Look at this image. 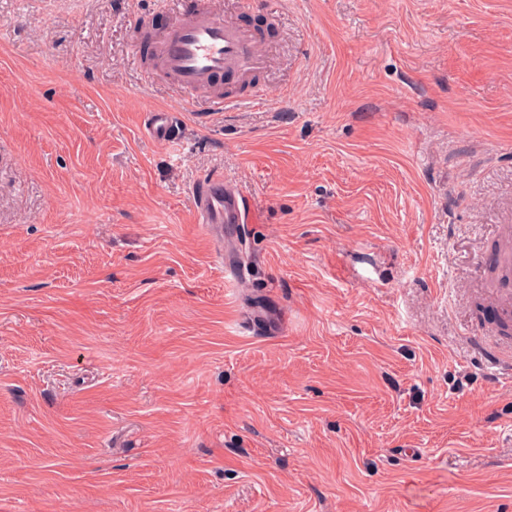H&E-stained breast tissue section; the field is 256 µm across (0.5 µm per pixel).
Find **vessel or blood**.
Returning a JSON list of instances; mask_svg holds the SVG:
<instances>
[{
    "instance_id": "b4317fda",
    "label": "vessel or blood",
    "mask_w": 512,
    "mask_h": 512,
    "mask_svg": "<svg viewBox=\"0 0 512 512\" xmlns=\"http://www.w3.org/2000/svg\"><path fill=\"white\" fill-rule=\"evenodd\" d=\"M265 44L261 31L224 21L201 4L185 8L153 41L158 67L185 94L208 88L225 76L248 81L263 68ZM148 132L161 142L183 141L178 120L169 111H152ZM194 201L204 229L220 231L228 224L252 221L247 198L227 179H202L194 189Z\"/></svg>"
}]
</instances>
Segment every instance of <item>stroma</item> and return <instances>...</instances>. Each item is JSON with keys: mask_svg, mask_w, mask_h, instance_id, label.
Here are the masks:
<instances>
[{"mask_svg": "<svg viewBox=\"0 0 512 512\" xmlns=\"http://www.w3.org/2000/svg\"><path fill=\"white\" fill-rule=\"evenodd\" d=\"M205 2L260 103L135 64L184 0H0V512H512V0ZM151 112V123L147 128L148 133L156 140L180 144L183 142L182 132L178 120L171 111L149 109ZM198 222L204 230H216L222 240L223 224H250L247 198L232 181L222 177L202 179L194 189ZM498 270L502 273V286L498 288L496 309L499 317L504 321L512 320V289L510 288V275L512 277V251L499 250L492 258Z\"/></svg>", "mask_w": 512, "mask_h": 512, "instance_id": "obj_1", "label": "stroma"}]
</instances>
